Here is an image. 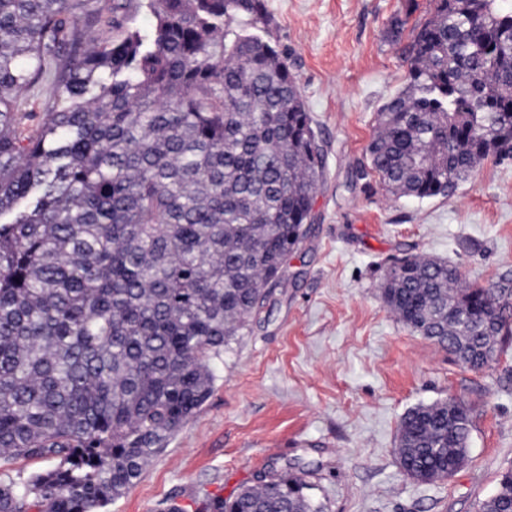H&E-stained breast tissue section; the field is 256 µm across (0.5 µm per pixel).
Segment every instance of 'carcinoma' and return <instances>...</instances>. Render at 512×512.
Here are the masks:
<instances>
[{"mask_svg":"<svg viewBox=\"0 0 512 512\" xmlns=\"http://www.w3.org/2000/svg\"><path fill=\"white\" fill-rule=\"evenodd\" d=\"M378 112L368 169L397 197L451 194L512 154V0H430ZM0 0V512H101L208 399L212 365L312 221L324 157L264 0ZM40 123L27 124L29 110ZM394 315L470 370L512 335V288L445 262L393 265ZM411 410L407 476L463 462L468 407ZM273 474L196 512H324ZM478 512H512V469ZM52 466V462L41 458H32L26 460H14L8 464L1 462L0 478H4V473L9 472L13 477L20 473L24 478L29 475L43 472Z\"/></svg>","mask_w":512,"mask_h":512,"instance_id":"obj_1","label":"carcinoma"}]
</instances>
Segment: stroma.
I'll return each mask as SVG.
<instances>
[{
    "label": "stroma",
    "mask_w": 512,
    "mask_h": 512,
    "mask_svg": "<svg viewBox=\"0 0 512 512\" xmlns=\"http://www.w3.org/2000/svg\"><path fill=\"white\" fill-rule=\"evenodd\" d=\"M264 2L325 157L312 225L217 364L206 403L102 512H165L292 469L325 512H476L512 467V335L490 367L464 368L400 322L381 285L414 255L477 286L512 280V156L484 160L447 197L390 195L364 172L378 112L407 75L387 30L396 16L422 19L429 0L414 11L408 0ZM451 398L471 410L464 464L410 479L402 418Z\"/></svg>",
    "instance_id": "35a3bbf8"
}]
</instances>
